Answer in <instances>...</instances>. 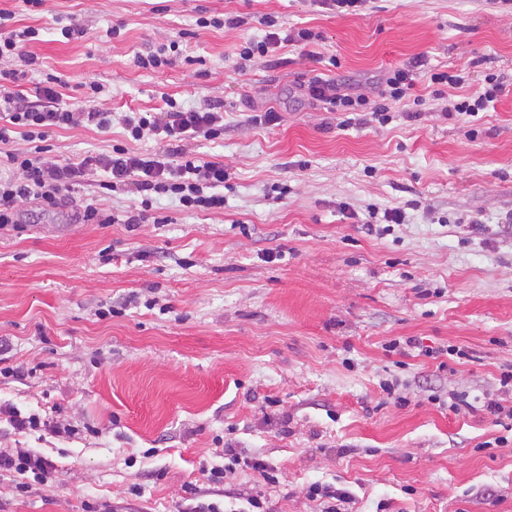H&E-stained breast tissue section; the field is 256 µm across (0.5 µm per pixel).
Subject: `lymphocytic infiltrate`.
<instances>
[{"mask_svg":"<svg viewBox=\"0 0 512 512\" xmlns=\"http://www.w3.org/2000/svg\"><path fill=\"white\" fill-rule=\"evenodd\" d=\"M15 15L0 10V59L22 57L27 66L37 58L28 53L29 43L38 41L40 31L32 26H18ZM267 29L261 40L243 46L241 59L275 52L281 44L298 42L309 45L319 41L318 33L307 28L283 35L275 16L261 19ZM420 62L414 61L394 70L378 81L380 104H371L367 95L341 91L334 81L314 78L308 86L309 96L323 102L334 112H360L371 109L379 123H387L390 102L409 96L421 76ZM24 72L0 70V227L18 224L17 202L33 200L46 208L59 206L76 189L91 184L99 190L115 191L131 184L139 195L136 204L124 214L128 227L143 223L153 204L160 198L178 200L183 211H219L224 207V190L230 174L222 160H207L190 147L192 140L216 141L224 137V105L213 102L200 108L187 109L175 98H167L166 108L159 113L127 112L114 117L97 106L102 85L85 84L84 103L77 107L60 104L57 78L46 76L36 83L32 94L15 90ZM120 120L133 140L154 135L164 144L161 151L141 154L123 146L112 151L89 152L80 160L61 164L47 156L45 141L49 133L60 128L92 125L105 131L113 120ZM23 147L13 148L14 139Z\"/></svg>","mask_w":512,"mask_h":512,"instance_id":"lymphocytic-infiltrate-1","label":"lymphocytic infiltrate"}]
</instances>
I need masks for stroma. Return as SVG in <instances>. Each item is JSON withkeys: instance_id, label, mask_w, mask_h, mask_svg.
I'll return each mask as SVG.
<instances>
[{"instance_id": "35a3bbf8", "label": "stroma", "mask_w": 512, "mask_h": 512, "mask_svg": "<svg viewBox=\"0 0 512 512\" xmlns=\"http://www.w3.org/2000/svg\"><path fill=\"white\" fill-rule=\"evenodd\" d=\"M41 28L29 92L57 76L65 105L103 84L115 112L224 104V138L191 146L223 160L224 209L187 213L163 198L151 218L80 224L95 204L123 215L137 193L77 189L54 209L17 203L0 228V452L52 460L46 480L0 472V512H322L310 484L347 491L346 512H512V7L497 0H369L359 14L311 0H46L42 13L0 0ZM240 14L238 29L200 28ZM281 29L320 33L244 61L241 45ZM74 23L82 38L58 27ZM120 36L107 37V29ZM182 40L162 69L135 57ZM319 59H312V52ZM424 58L463 66L462 89L432 96L428 79L381 124L303 97L314 72L369 91ZM509 92L478 114L448 115L487 74ZM274 109V126L253 115ZM55 160L122 145L159 151L121 125L55 130ZM399 207L401 224L369 223ZM413 337L465 358H428L388 344ZM393 393H386V386ZM59 425L20 432L6 407ZM240 465L223 481L225 449ZM274 464L267 481L245 462ZM27 491H19L21 482Z\"/></svg>"}]
</instances>
